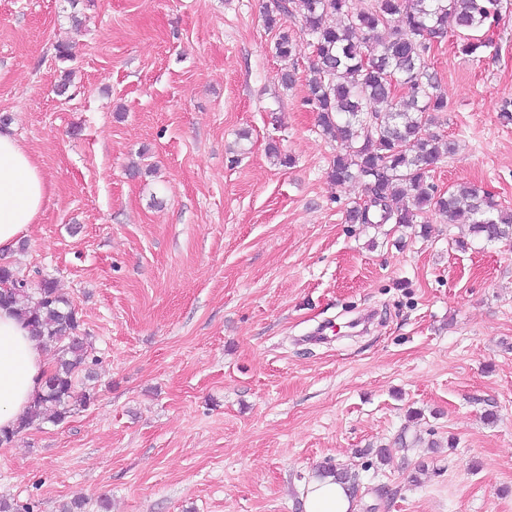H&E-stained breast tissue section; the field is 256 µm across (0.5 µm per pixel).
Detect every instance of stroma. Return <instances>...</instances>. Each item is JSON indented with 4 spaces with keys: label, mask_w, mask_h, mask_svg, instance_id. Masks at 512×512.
<instances>
[{
    "label": "stroma",
    "mask_w": 512,
    "mask_h": 512,
    "mask_svg": "<svg viewBox=\"0 0 512 512\" xmlns=\"http://www.w3.org/2000/svg\"><path fill=\"white\" fill-rule=\"evenodd\" d=\"M266 3L0 0V116L50 189L0 264L54 279L97 360L90 405L0 446V497L303 512L343 465L355 512H512V244L349 223L307 38L284 88ZM482 38L430 52L457 146L430 181L512 210V4Z\"/></svg>",
    "instance_id": "1"
}]
</instances>
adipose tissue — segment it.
Listing matches in <instances>:
<instances>
[{"mask_svg":"<svg viewBox=\"0 0 512 512\" xmlns=\"http://www.w3.org/2000/svg\"><path fill=\"white\" fill-rule=\"evenodd\" d=\"M48 186L39 165L10 129H0V251L26 238L41 214ZM48 355L13 308L0 307V429H11L41 388ZM305 512H349L350 497L333 478L301 490Z\"/></svg>","mask_w":512,"mask_h":512,"instance_id":"obj_1","label":"adipose tissue"}]
</instances>
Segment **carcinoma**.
<instances>
[{"label": "carcinoma", "instance_id": "obj_1", "mask_svg": "<svg viewBox=\"0 0 512 512\" xmlns=\"http://www.w3.org/2000/svg\"><path fill=\"white\" fill-rule=\"evenodd\" d=\"M502 9L503 0H370L359 10L351 0H269L264 20L278 29L273 51L283 62L282 85L294 82L288 62L297 44L286 26L294 20L308 36L313 56L308 102L318 126L339 145L329 178L361 184L367 198L347 210L349 222L416 224L434 211L450 223L469 225L470 234L487 243L512 240L511 210L472 187L439 193L428 182L430 172L456 150L429 132L433 114L448 111V101L430 72L428 53L450 31L467 55L488 46L474 40L475 34L498 22ZM1 303L14 307L32 336L57 352L25 414L14 428L0 430L3 445L42 414L59 423L72 407L90 404L93 395L80 382L93 378L97 359L53 279L32 288L21 271L0 266Z\"/></svg>", "mask_w": 512, "mask_h": 512}]
</instances>
